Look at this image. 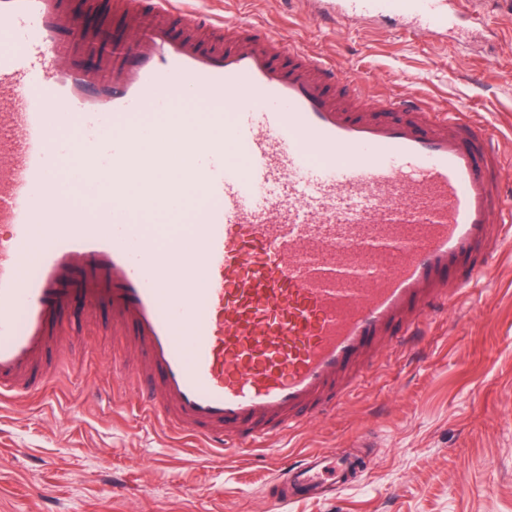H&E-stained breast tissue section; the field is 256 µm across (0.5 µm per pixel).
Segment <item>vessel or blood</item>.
Segmentation results:
<instances>
[{
  "instance_id": "vessel-or-blood-1",
  "label": "vessel or blood",
  "mask_w": 512,
  "mask_h": 512,
  "mask_svg": "<svg viewBox=\"0 0 512 512\" xmlns=\"http://www.w3.org/2000/svg\"><path fill=\"white\" fill-rule=\"evenodd\" d=\"M324 2L328 21L448 24V0ZM115 5L130 38L74 0H0V398L55 378L47 356L91 301L141 356L144 411L208 448L257 447L335 412L382 349L447 310L449 280L486 267L505 235L500 151L463 113L367 101L335 63L258 27L176 0ZM172 166L197 193L163 212L153 201L174 189L154 173ZM74 177L105 204L48 197ZM352 464L309 453L275 486L315 490Z\"/></svg>"
}]
</instances>
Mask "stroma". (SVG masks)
Wrapping results in <instances>:
<instances>
[{
    "mask_svg": "<svg viewBox=\"0 0 512 512\" xmlns=\"http://www.w3.org/2000/svg\"><path fill=\"white\" fill-rule=\"evenodd\" d=\"M339 63L370 102L460 109L500 145L512 193V0H456L447 34L395 17L318 19V0H181ZM46 388L0 401V512H274L268 490L306 451L366 455L334 498L287 512H512V248L458 291L422 344L387 350L327 417L222 452L145 416L104 307Z\"/></svg>",
    "mask_w": 512,
    "mask_h": 512,
    "instance_id": "obj_1",
    "label": "stroma"
}]
</instances>
